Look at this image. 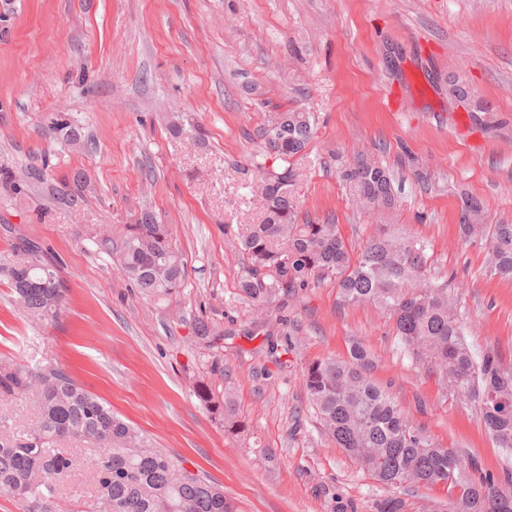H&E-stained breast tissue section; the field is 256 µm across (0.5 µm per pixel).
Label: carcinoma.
<instances>
[{
	"instance_id": "carcinoma-1",
	"label": "carcinoma",
	"mask_w": 512,
	"mask_h": 512,
	"mask_svg": "<svg viewBox=\"0 0 512 512\" xmlns=\"http://www.w3.org/2000/svg\"><path fill=\"white\" fill-rule=\"evenodd\" d=\"M180 138L191 135L206 145L202 133L176 117L168 124ZM52 130L68 142L79 131L60 114ZM314 134L311 112L273 113L262 128L280 171L265 173L261 193L264 217L259 224H241L235 235L249 266L241 281L243 296L265 315V307L286 304L310 284L329 280L341 305H374L390 312L404 352L427 375L437 376L449 393L480 409L484 425L499 448L512 450V368L498 352L477 356L466 341V328L449 283L428 277L430 257L418 239L386 231L354 251L337 224H300L299 174L292 160ZM341 179L352 199L367 209L392 208L396 193L387 169L359 156ZM85 180L77 173L57 189L75 204L83 197ZM480 200L464 195L459 223L464 236L484 243L487 267L512 278V224L484 221ZM82 236L116 261L140 295L168 300L180 293L185 279L181 255L173 244L171 225L148 210L133 224L105 233L94 224ZM17 259L0 263L16 299L39 323L58 319L67 286L43 248L23 241ZM198 344L211 351L224 343V330L199 317L194 323ZM368 350L351 344L348 358H326L304 369L307 403L321 430L377 481L417 491L443 488L451 493L448 512H512V478L505 489L484 474L478 462L434 441L415 426L389 391L370 375ZM224 381V357L212 355L209 371L193 385V394L212 420L237 435L246 422L236 411ZM37 389L36 421L21 435L0 433V491L23 497L52 492V482L74 469L70 454L57 448L61 440L90 441L99 448L95 461L97 495L82 512H237L224 488L189 470L183 462L154 446L139 429L112 412L101 398L86 390L58 366L24 365L0 359V402H11Z\"/></svg>"
}]
</instances>
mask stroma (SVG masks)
<instances>
[{"label": "stroma", "mask_w": 512, "mask_h": 512, "mask_svg": "<svg viewBox=\"0 0 512 512\" xmlns=\"http://www.w3.org/2000/svg\"><path fill=\"white\" fill-rule=\"evenodd\" d=\"M486 108L478 125L458 111L450 78ZM314 113L316 133L297 166L301 221L338 225L353 248L391 230L427 246L429 275L451 293L473 351L512 366V278L489 275L480 243L464 238L461 194L491 224H512V0H0V166L18 191H0V225L39 242L69 292L59 318L32 321L0 279V358L66 369L167 454L224 488L239 512H376L394 495L319 430L303 370L346 358L360 341L411 421L437 442L503 478L512 453L496 447L479 409L456 401L402 351L393 319L340 306L334 284H312L281 308L269 335L240 292L248 258L238 225L262 219L256 164L272 165L259 135L269 115ZM67 113L81 140L51 134ZM187 115L208 146L172 137ZM364 153L394 179L395 210L349 199L342 164ZM83 173L75 206L51 188ZM174 228L182 293L141 297L84 241V225L114 230L141 211ZM224 339V386L245 419L231 436L192 392L207 359L194 321ZM287 345L271 356L268 342ZM42 505L0 493V512H82L95 493L88 442Z\"/></svg>", "instance_id": "1"}]
</instances>
